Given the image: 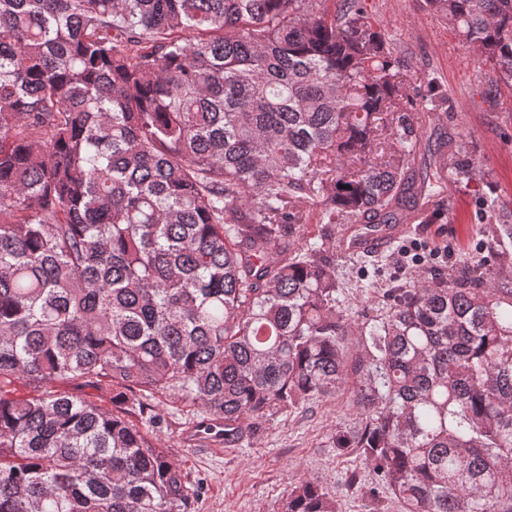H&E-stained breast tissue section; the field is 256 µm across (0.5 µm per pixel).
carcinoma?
<instances>
[{
	"label": "carcinoma",
	"mask_w": 512,
	"mask_h": 512,
	"mask_svg": "<svg viewBox=\"0 0 512 512\" xmlns=\"http://www.w3.org/2000/svg\"><path fill=\"white\" fill-rule=\"evenodd\" d=\"M424 3L512 86V0ZM414 98L365 0H0V512H187L147 432L57 384L226 445L348 389L333 445L406 512H512V227L343 314L336 225L444 217ZM280 512L339 507L303 480Z\"/></svg>",
	"instance_id": "cac0c4a2"
}]
</instances>
